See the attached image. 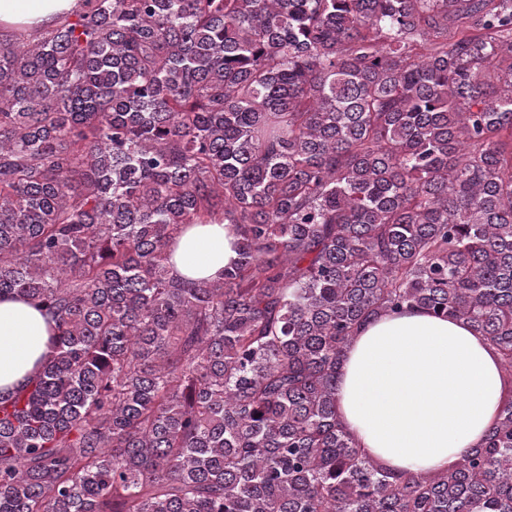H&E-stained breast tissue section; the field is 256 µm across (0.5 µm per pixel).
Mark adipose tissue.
Masks as SVG:
<instances>
[{
	"label": "adipose tissue",
	"instance_id": "obj_1",
	"mask_svg": "<svg viewBox=\"0 0 512 512\" xmlns=\"http://www.w3.org/2000/svg\"><path fill=\"white\" fill-rule=\"evenodd\" d=\"M77 0H0V29L49 26ZM229 224H192L173 241L171 268L218 279L237 260ZM52 323L39 307L0 296V392H15L52 350ZM505 385L496 354L466 322L422 309L365 323L340 366L339 419L363 452L385 467L432 472L454 466L493 424Z\"/></svg>",
	"mask_w": 512,
	"mask_h": 512
}]
</instances>
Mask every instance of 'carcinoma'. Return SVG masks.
Listing matches in <instances>:
<instances>
[{
  "instance_id": "1",
  "label": "carcinoma",
  "mask_w": 512,
  "mask_h": 512,
  "mask_svg": "<svg viewBox=\"0 0 512 512\" xmlns=\"http://www.w3.org/2000/svg\"><path fill=\"white\" fill-rule=\"evenodd\" d=\"M0 37V295L55 322L0 396V512H512V0H80ZM233 224L186 282L170 242ZM424 309L506 394L454 467L336 412ZM232 224H189L173 241L171 268L179 277L216 280L237 260Z\"/></svg>"
}]
</instances>
